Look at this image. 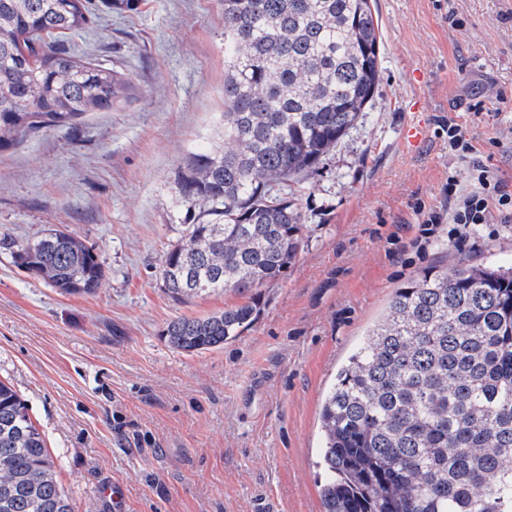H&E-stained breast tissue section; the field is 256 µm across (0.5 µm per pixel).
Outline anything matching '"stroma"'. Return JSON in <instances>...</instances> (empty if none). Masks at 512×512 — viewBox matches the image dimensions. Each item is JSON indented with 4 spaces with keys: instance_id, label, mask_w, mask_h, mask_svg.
Wrapping results in <instances>:
<instances>
[{
    "instance_id": "obj_1",
    "label": "stroma",
    "mask_w": 512,
    "mask_h": 512,
    "mask_svg": "<svg viewBox=\"0 0 512 512\" xmlns=\"http://www.w3.org/2000/svg\"><path fill=\"white\" fill-rule=\"evenodd\" d=\"M375 12L372 106L289 182L303 246L224 347L180 353L162 330L242 297L177 303L159 277L192 219L176 173L224 134L223 0L100 12L69 44L124 73L131 99L0 151V237L64 228L104 262L94 294L69 296L0 248V380L44 433L73 512H321L322 401L395 288L432 265L512 266V223L401 250L415 201L439 204L449 173L469 183L479 160L512 180V0H376ZM451 119L473 158L449 156ZM412 124L422 136L409 145Z\"/></svg>"
}]
</instances>
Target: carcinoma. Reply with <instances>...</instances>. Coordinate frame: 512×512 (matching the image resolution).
<instances>
[{
    "label": "carcinoma",
    "mask_w": 512,
    "mask_h": 512,
    "mask_svg": "<svg viewBox=\"0 0 512 512\" xmlns=\"http://www.w3.org/2000/svg\"><path fill=\"white\" fill-rule=\"evenodd\" d=\"M139 0H0V150L128 102L117 71L65 38L99 7ZM224 142L190 154L176 184L193 212L164 254L176 302L258 297L302 245L280 186L315 172L370 106L381 78L372 0H224ZM15 263L65 294L96 291V248L61 229L5 241ZM256 305L177 318L174 349L218 348ZM322 512H512V269L428 266L396 289L386 318L336 374L320 413ZM0 512H72L43 433L0 381Z\"/></svg>",
    "instance_id": "cac0c4a2"
}]
</instances>
